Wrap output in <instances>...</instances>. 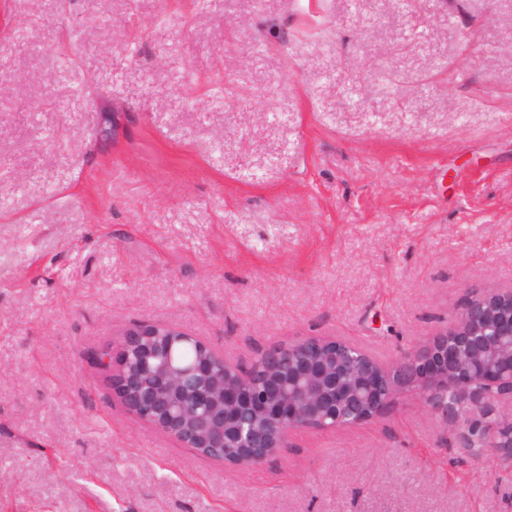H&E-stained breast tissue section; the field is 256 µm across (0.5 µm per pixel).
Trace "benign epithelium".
I'll list each match as a JSON object with an SVG mask.
<instances>
[{"mask_svg":"<svg viewBox=\"0 0 512 512\" xmlns=\"http://www.w3.org/2000/svg\"><path fill=\"white\" fill-rule=\"evenodd\" d=\"M353 343L305 336L264 350L244 368L180 328L127 330L99 364L138 420L185 448L234 466H258L298 427L358 426L408 399L454 425L459 447L502 452L512 465V423L497 413L512 400V289L471 297L446 329L390 366ZM220 448H237L225 457Z\"/></svg>","mask_w":512,"mask_h":512,"instance_id":"7a95c632","label":"benign epithelium"}]
</instances>
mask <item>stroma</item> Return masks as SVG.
I'll return each mask as SVG.
<instances>
[{"instance_id":"35a3bbf8","label":"stroma","mask_w":512,"mask_h":512,"mask_svg":"<svg viewBox=\"0 0 512 512\" xmlns=\"http://www.w3.org/2000/svg\"><path fill=\"white\" fill-rule=\"evenodd\" d=\"M308 2L0 0V512H512L418 402L228 466L98 363L164 323L390 364L512 288V0Z\"/></svg>"}]
</instances>
